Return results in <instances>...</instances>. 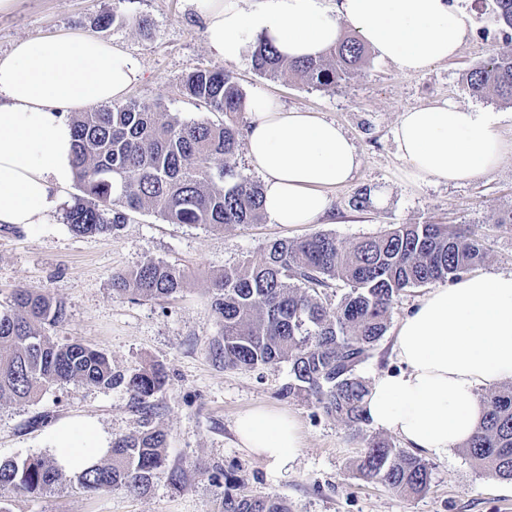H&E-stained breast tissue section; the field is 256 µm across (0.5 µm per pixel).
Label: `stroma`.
Wrapping results in <instances>:
<instances>
[{
	"instance_id": "stroma-1",
	"label": "stroma",
	"mask_w": 512,
	"mask_h": 512,
	"mask_svg": "<svg viewBox=\"0 0 512 512\" xmlns=\"http://www.w3.org/2000/svg\"><path fill=\"white\" fill-rule=\"evenodd\" d=\"M453 2L468 14L470 36L453 60L418 74L402 73L370 53L350 79L315 88L291 76L263 77L247 59L230 64L247 97L265 95L288 109L321 113L352 139L360 164L346 185L329 193L335 223L265 220L214 231L170 224L145 211L132 214L117 234L82 236L70 230L59 210L44 224H0V306L18 286L35 288L65 307V320L45 329L54 341L82 342L107 353L116 370L159 369L167 380L148 420L120 387L71 384L32 402L2 404L0 459L47 455V424L85 418L112 437L136 435L148 426L163 431L168 466L142 496L121 488L89 494L68 487L43 495L2 489L1 506L9 512H219L222 491L201 473L219 465L235 470L238 493L283 498L291 512H512V481L481 472L458 449L430 458V486L416 496L363 478L356 461L366 440L394 444L396 435L367 424L351 426L304 397L283 396L287 364L227 369L211 356L222 339L209 294L213 280L225 268L259 260L275 239L320 230L349 245L399 224H464L487 253L480 272L512 273V224L497 221L512 211V155L492 176L473 183L417 185L408 179L394 141L400 112L447 99L499 114L501 136L512 143V104L492 94L474 97L465 82L466 71L482 63L501 39L492 23L493 2ZM114 8L125 23L100 27L99 17ZM140 18L148 20V30L138 28ZM80 34L122 47L141 66L144 78L128 99L157 103L185 120L206 118V110L183 93L190 73L217 65L194 0H17L12 10L0 13L1 56L23 39ZM365 189L372 202L355 209L352 200ZM149 258L184 272L174 298L158 302L113 292V276ZM256 407L287 412L301 426V453L276 476L239 446L234 433L237 417ZM172 469L179 483L171 482Z\"/></svg>"
}]
</instances>
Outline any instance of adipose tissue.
<instances>
[{
    "label": "adipose tissue",
    "mask_w": 512,
    "mask_h": 512,
    "mask_svg": "<svg viewBox=\"0 0 512 512\" xmlns=\"http://www.w3.org/2000/svg\"><path fill=\"white\" fill-rule=\"evenodd\" d=\"M214 59L237 63L258 40L289 60L316 58L350 30L377 56L417 74L457 55L470 36L449 0H195ZM143 77L130 54L93 35L41 36L0 56V224H43L74 179L73 131L64 109L123 99ZM247 158L263 180L274 224H317L332 216L328 192L359 165L335 122L257 96L248 103ZM397 152L416 183L473 182L491 175L504 144L493 112L449 101L404 109ZM398 370L375 374L364 398L369 424L406 447L443 457L473 435L484 412L479 387L512 379V273H469L425 294L397 325ZM240 445L278 474L302 448L288 413L258 407L235 423ZM65 472L98 463L110 437L89 419L49 430Z\"/></svg>",
    "instance_id": "obj_1"
}]
</instances>
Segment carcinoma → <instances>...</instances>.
Here are the masks:
<instances>
[{
  "mask_svg": "<svg viewBox=\"0 0 512 512\" xmlns=\"http://www.w3.org/2000/svg\"><path fill=\"white\" fill-rule=\"evenodd\" d=\"M494 23L512 31V0H493ZM365 45L353 36L316 59L288 61L260 40L252 63L269 79L293 76L316 88L350 78L364 61ZM469 92H490L512 102V44L468 70ZM187 96L222 119L184 121L156 104L129 101L94 105L71 116L73 163L81 195L67 207L65 222L78 235L116 234L130 213L151 210L170 224L217 230L258 224L263 189L232 163L240 130L236 116L246 95L224 68L197 70L184 81ZM479 242L447 224H402L346 247L327 232L269 242L262 258L224 269L209 289L224 326L211 351L226 368L286 362L290 379L281 394L303 395L328 416L366 423V381L358 369L390 323L400 292L452 282L484 263ZM349 288L328 303L331 282ZM184 283L180 269L152 258L112 279L113 291L165 300ZM62 303L34 288H18L0 310V402H29L67 384L124 388L144 414L166 385L159 370L122 373L103 351L81 342L58 343L42 327L64 318ZM486 414L463 452L482 471L512 480V385L483 394ZM166 438L147 428L112 439L109 459L67 473L52 457L0 461V488L23 494L51 493L67 482L86 492L124 487L147 493L165 467ZM365 478L404 495L428 489L431 470L422 458L386 440H370L356 461ZM202 474L224 488L221 512H289L277 496H242L236 476L219 466Z\"/></svg>",
  "mask_w": 512,
  "mask_h": 512,
  "instance_id": "carcinoma-1",
  "label": "carcinoma"
}]
</instances>
